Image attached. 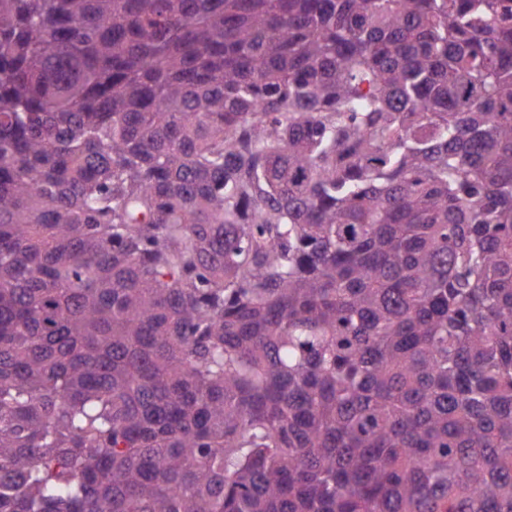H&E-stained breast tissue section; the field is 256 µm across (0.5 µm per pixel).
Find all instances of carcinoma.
<instances>
[{
    "instance_id": "cac0c4a2",
    "label": "carcinoma",
    "mask_w": 512,
    "mask_h": 512,
    "mask_svg": "<svg viewBox=\"0 0 512 512\" xmlns=\"http://www.w3.org/2000/svg\"><path fill=\"white\" fill-rule=\"evenodd\" d=\"M0 512H512V0H0Z\"/></svg>"
}]
</instances>
